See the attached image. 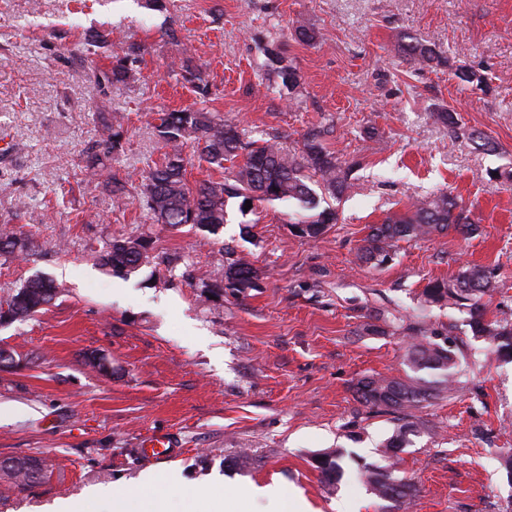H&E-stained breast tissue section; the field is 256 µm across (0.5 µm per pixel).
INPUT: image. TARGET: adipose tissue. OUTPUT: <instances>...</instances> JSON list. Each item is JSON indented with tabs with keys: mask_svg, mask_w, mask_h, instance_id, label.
I'll return each instance as SVG.
<instances>
[{
	"mask_svg": "<svg viewBox=\"0 0 512 512\" xmlns=\"http://www.w3.org/2000/svg\"><path fill=\"white\" fill-rule=\"evenodd\" d=\"M202 496V506L191 508L190 512H239L240 502L247 498L267 500L275 512H303L305 507L300 497L280 483L250 485L233 494L227 493L223 487L214 486Z\"/></svg>",
	"mask_w": 512,
	"mask_h": 512,
	"instance_id": "adipose-tissue-1",
	"label": "adipose tissue"
}]
</instances>
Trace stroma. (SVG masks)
Returning <instances> with one entry per match:
<instances>
[{
  "label": "stroma",
  "mask_w": 512,
  "mask_h": 512,
  "mask_svg": "<svg viewBox=\"0 0 512 512\" xmlns=\"http://www.w3.org/2000/svg\"><path fill=\"white\" fill-rule=\"evenodd\" d=\"M164 2L0 0V147L24 148L0 151V225L43 246L23 261L0 257V296L36 274L62 286L33 319L0 327L14 359L0 367V460L46 463L25 487L0 480V512H53L55 500L135 482L150 469L136 448L154 434L177 440L170 466L199 491L217 479L231 492L277 482L311 512H403L359 473L384 465V444L409 421L419 431L391 478L414 483L412 512H512L500 465L512 451V362L473 336L468 314L422 297L429 280L479 265L492 274L491 312L512 323V0ZM299 24L314 45L295 39ZM100 30L143 48L135 80L105 104L87 76L88 62L108 64L88 53ZM410 37L445 63L406 61ZM181 43L204 71L208 110L249 138L294 151L309 128L329 127L353 186L319 239L291 231L285 202L245 211L229 200L226 224L209 232L153 223L137 198L119 209L77 184L102 104L126 131L113 171L136 185L160 160L150 112L199 99L170 69ZM461 65L487 88L461 85ZM288 66L299 74L291 90L279 77ZM446 109L461 132L437 120ZM473 130L496 149L477 146ZM442 191L470 208L479 234L451 230L400 243L383 268L359 264L369 225ZM136 231L152 237V262L112 275L99 251ZM228 246L258 270V286L216 298L208 275ZM417 323L453 342L455 386L403 412L370 409L358 380L403 375ZM334 449L344 473L330 488L315 459ZM243 451L246 469L235 464Z\"/></svg>",
  "instance_id": "stroma-1"
}]
</instances>
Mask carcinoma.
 Returning <instances> with one entry per match:
<instances>
[{
	"mask_svg": "<svg viewBox=\"0 0 512 512\" xmlns=\"http://www.w3.org/2000/svg\"><path fill=\"white\" fill-rule=\"evenodd\" d=\"M90 46L109 51V65L91 69L93 84L106 96L112 87L124 85L134 79V66L141 55V46L130 43L121 51L112 50L111 33L95 32ZM406 60L419 64L441 63L440 53L420 41H410L401 46ZM182 79L204 90L206 83L202 68L187 49H179L175 62ZM100 139L90 148L81 173L102 175L108 164L123 148L125 138L122 124L112 120V113H98ZM153 129L164 146L171 148L161 161L148 166L140 184V195L145 209L158 224L172 227L189 225L194 229L210 231L224 223V206L228 198L244 201L288 202L297 211L290 217V227L300 228L297 236L315 240L329 224L336 223L337 214L327 199H339L351 187L350 169L342 167L336 155L324 142V131L310 129L304 136L300 151L290 154L277 144L265 141H244L237 123L202 106L192 105L180 109L159 110L152 113ZM190 144L199 161L211 168H227L222 181L206 180L190 186L186 180V158L183 146ZM242 162H237V158ZM230 166H225V163ZM105 185L112 191V199L123 205L128 199L127 182L108 176ZM450 229L462 235L479 231L468 210L461 207L450 195L442 194L430 200L414 203L404 213H395L381 223L369 226L358 260L369 266H383L393 258V248L401 240L420 239ZM31 243L3 224L0 226V256L24 259L29 256ZM151 240L139 235L112 241L101 255L102 264L112 274L124 276L150 259ZM258 272L249 263L235 255L231 248L225 250L224 267L214 271L207 287L219 292L226 289L243 293L257 287ZM493 288L491 273L481 267L463 269L452 285L444 280H432L423 289L428 304L448 303L469 314L474 335L483 337L505 352L512 353V325L489 317L484 296ZM61 285L52 280L32 278L5 297H0V323L23 322L33 317L55 299ZM457 364L454 349L423 339L410 345L403 377H369L356 385L361 403L378 410L398 411L427 401L434 396L435 388L428 385L425 375H440V384L451 386L452 374ZM416 424L401 426L386 443L383 450L389 462L395 450L408 444V434ZM45 463L36 458L18 459L10 465L0 464V479L17 485L34 482L42 474ZM324 482L334 485L340 477V455L335 451L322 453L317 459ZM366 483L382 500H408L414 495L409 482L394 483L387 471L366 467Z\"/></svg>",
	"mask_w": 512,
	"mask_h": 512,
	"instance_id": "cac0c4a2",
	"label": "carcinoma"
}]
</instances>
